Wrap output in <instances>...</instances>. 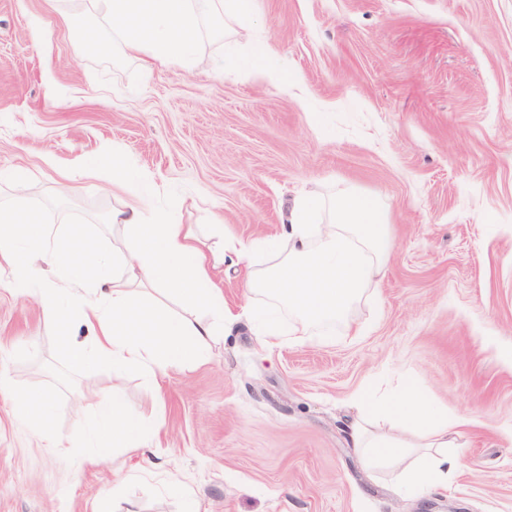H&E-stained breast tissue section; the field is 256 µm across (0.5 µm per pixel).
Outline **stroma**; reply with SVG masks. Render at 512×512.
Listing matches in <instances>:
<instances>
[{"label": "stroma", "instance_id": "stroma-1", "mask_svg": "<svg viewBox=\"0 0 512 512\" xmlns=\"http://www.w3.org/2000/svg\"><path fill=\"white\" fill-rule=\"evenodd\" d=\"M234 31L208 11L188 68L144 69L96 0H0V201L84 225L108 252L129 200L125 154L152 202L209 236L276 237L298 202L377 200L389 250L377 291L331 342L262 351L246 263L217 275L235 317L204 358L157 382L71 369L37 296L0 269V371L52 398L49 431L88 426L116 394L153 425L146 452L51 451L0 393V512H512V0H255ZM85 32L76 39L71 25ZM96 174L72 191L74 159ZM25 184L9 181L16 168ZM467 425L449 430L448 486L412 492L369 466L352 399L400 376Z\"/></svg>", "mask_w": 512, "mask_h": 512}]
</instances>
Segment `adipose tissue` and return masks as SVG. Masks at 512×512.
I'll use <instances>...</instances> for the list:
<instances>
[{"label":"adipose tissue","instance_id":"ef3b65f1","mask_svg":"<svg viewBox=\"0 0 512 512\" xmlns=\"http://www.w3.org/2000/svg\"><path fill=\"white\" fill-rule=\"evenodd\" d=\"M102 2L124 49L145 69L188 64L199 35L194 0ZM111 222L122 235V248L114 258L100 250L83 225L53 231L37 212L18 204L0 205V263L10 270L12 292L38 296L71 368L109 362L142 369L154 378L170 366L196 362L224 321V292L215 282V271L225 253L255 262L270 254L271 241L259 237L243 244L225 237L218 222L213 231L221 244L211 246L138 194L113 212ZM161 286L194 309V316L167 313L151 295ZM77 320L94 329L92 343L72 338L70 326ZM377 410L390 419L415 423L422 432L420 463L402 466L403 477L430 491L447 486L455 467L446 451L447 410L412 393L387 399ZM96 415L92 429L49 438V447L67 448L76 440L90 443L95 450L91 461L98 466L107 464L110 449H142L144 427L115 395L99 399ZM348 436L368 459L402 465V442L373 433L367 419L351 422Z\"/></svg>","mask_w":512,"mask_h":512}]
</instances>
